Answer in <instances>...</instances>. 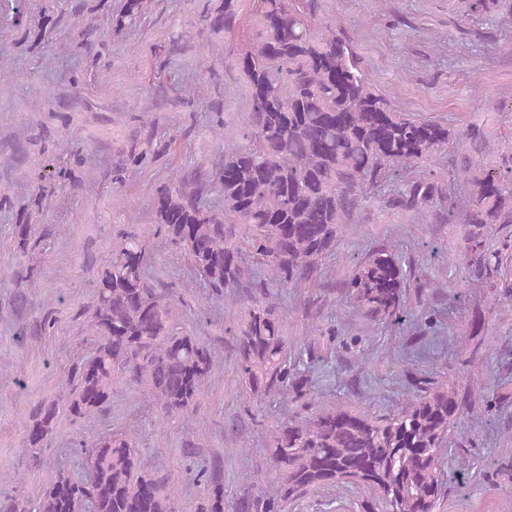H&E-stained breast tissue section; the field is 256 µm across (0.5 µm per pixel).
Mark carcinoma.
<instances>
[{
	"label": "carcinoma",
	"mask_w": 512,
	"mask_h": 512,
	"mask_svg": "<svg viewBox=\"0 0 512 512\" xmlns=\"http://www.w3.org/2000/svg\"><path fill=\"white\" fill-rule=\"evenodd\" d=\"M14 24L29 30L25 0H12ZM251 41L229 69L239 73L248 108L237 122L211 105L213 129L224 154L209 166L184 169L159 185L151 200L156 234L173 254L188 260L192 281L213 298L250 303L245 316L225 327L233 339L239 388L258 419L262 401L289 403L296 411L266 439L265 461L254 469L255 486L240 490L234 512H288L312 492L361 487L362 512H436L445 495L466 483L458 470L445 476L443 452L469 436L464 412L472 391L432 383L381 416L350 408H313L311 381L298 368L280 295L288 288H319L307 299L313 319L306 335L336 340V326L321 318L328 303L346 302L366 320L400 325L407 309L411 260L388 244L373 246L341 278L326 276L349 224L372 201L427 224H451L459 207L454 186L468 192L463 238L448 258L479 276L501 270L489 251L492 226L512 224V152L486 162L487 136L477 125L455 132L448 123L398 108L373 83L345 34L344 20L326 16L322 0H261ZM151 0H123L112 14L119 34L141 26ZM512 0H458L466 20ZM243 0H222L205 15L212 34L243 23ZM467 140L451 171L440 158L451 140ZM175 139L132 146L112 169V185L170 151ZM17 249L35 252L41 237L32 224L14 225ZM149 241L118 231L112 252L97 271L85 335L92 351L69 371L57 400L31 411L25 447L32 458L48 447L62 417L83 425L105 416L117 384L144 392L167 417L195 416L218 362L219 350L179 326L177 289L165 288L150 269ZM132 432L112 431L88 443H70L88 475L58 470L46 481L38 512H178L167 491L171 477L146 468ZM201 439L182 448L183 462L200 488L195 512H224V461L202 453ZM276 480L265 483L267 468ZM0 512H31L18 478H0Z\"/></svg>",
	"instance_id": "1"
}]
</instances>
